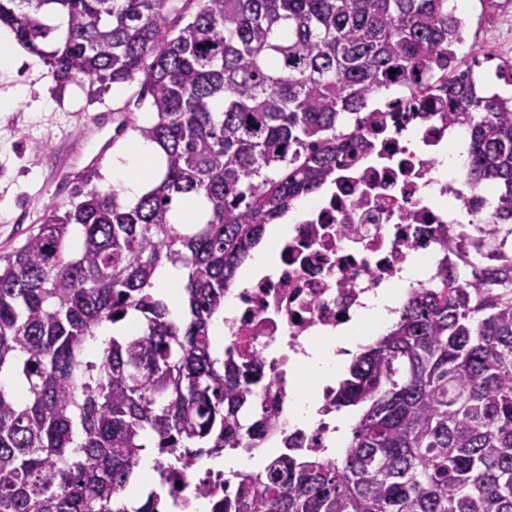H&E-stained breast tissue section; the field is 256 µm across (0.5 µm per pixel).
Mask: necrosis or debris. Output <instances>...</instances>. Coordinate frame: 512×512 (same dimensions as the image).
<instances>
[{"mask_svg": "<svg viewBox=\"0 0 512 512\" xmlns=\"http://www.w3.org/2000/svg\"><path fill=\"white\" fill-rule=\"evenodd\" d=\"M391 88L392 95L372 105L379 122L364 128L369 148L341 165L314 202L292 201L293 231L277 246L274 275L235 294L234 313L224 320V345L235 361L260 362L268 377L273 423L263 431L260 447L331 455L336 388L319 391L313 423L291 424L298 386L294 356L308 343L332 347L337 329L353 320L366 297L400 279L409 263L426 269L415 287L435 285L447 239L497 242L486 233L494 197L473 188L465 172L434 176L453 124L440 112L403 111L411 99L405 82L393 80ZM234 480V472L215 464L179 474L172 512H189L198 500H223Z\"/></svg>", "mask_w": 512, "mask_h": 512, "instance_id": "1", "label": "necrosis or debris"}]
</instances>
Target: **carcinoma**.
Returning a JSON list of instances; mask_svg holds the SVG:
<instances>
[{
    "mask_svg": "<svg viewBox=\"0 0 512 512\" xmlns=\"http://www.w3.org/2000/svg\"><path fill=\"white\" fill-rule=\"evenodd\" d=\"M448 2L0 0L57 87L86 82L101 103L142 76L153 120L133 130L165 159L136 200L79 191L0 256V512H168L154 489L125 501L146 449L188 469L194 449L269 423L260 366L235 364L212 326L265 226L368 146L363 108L395 76L418 111L466 125L469 181L496 196L509 247L459 239L352 360L340 455L289 448L214 512H512V95L454 71ZM190 195L205 211L189 233L170 212ZM165 264L186 272L179 320L153 294Z\"/></svg>",
    "mask_w": 512,
    "mask_h": 512,
    "instance_id": "cac0c4a2",
    "label": "carcinoma"
}]
</instances>
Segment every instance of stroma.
Returning <instances> with one entry per match:
<instances>
[{
  "label": "stroma",
  "instance_id": "35a3bbf8",
  "mask_svg": "<svg viewBox=\"0 0 512 512\" xmlns=\"http://www.w3.org/2000/svg\"><path fill=\"white\" fill-rule=\"evenodd\" d=\"M456 13L462 18L466 41L458 51L461 67L483 73V54L512 63V0H464ZM19 85L28 89V101L0 110V168L9 179H0V198L11 199L22 220L0 224V255L20 247L36 231L40 216L50 208H67L74 181H62L54 170L59 159L79 167L95 152L83 131L90 117L103 111L134 113L138 123L151 120L148 108L137 106L139 81L111 88L104 104H87L83 90L68 85L62 96L52 94L54 85L47 67L35 54L18 56L12 68L0 69V97Z\"/></svg>",
  "mask_w": 512,
  "mask_h": 512
}]
</instances>
